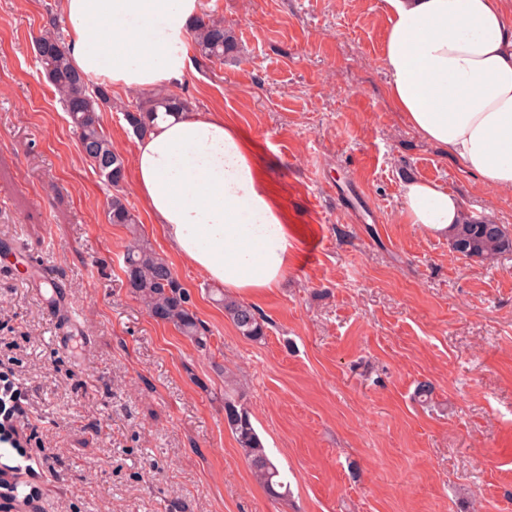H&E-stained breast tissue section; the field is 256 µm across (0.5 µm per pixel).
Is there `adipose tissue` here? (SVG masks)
<instances>
[{
    "label": "adipose tissue",
    "mask_w": 512,
    "mask_h": 512,
    "mask_svg": "<svg viewBox=\"0 0 512 512\" xmlns=\"http://www.w3.org/2000/svg\"><path fill=\"white\" fill-rule=\"evenodd\" d=\"M506 0H383L388 98L482 184L512 191V16ZM199 0H62L70 62L130 91L180 80ZM135 188L173 252L228 294L279 287L294 228L254 143L215 111L157 113L136 140ZM464 208L441 183L405 184L401 215L447 235Z\"/></svg>",
    "instance_id": "ef3b65f1"
}]
</instances>
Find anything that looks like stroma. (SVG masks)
<instances>
[{
	"label": "stroma",
	"instance_id": "stroma-1",
	"mask_svg": "<svg viewBox=\"0 0 512 512\" xmlns=\"http://www.w3.org/2000/svg\"><path fill=\"white\" fill-rule=\"evenodd\" d=\"M239 42L171 91L217 111L269 161L297 227L284 287L248 297L239 334L214 285L171 252L134 186L135 137L113 90L103 127L142 233L190 290L210 349L154 321L126 286L127 229L83 157L31 39L60 0H0V378L22 393L0 462L38 463L31 506L0 512H512V253L466 259L400 215L410 177L512 226L486 188L388 97L382 0H199ZM80 335L60 341L56 294ZM291 494L253 478L224 422V376ZM431 383L432 406L415 395ZM214 300L224 308L225 315L231 319L243 337L253 341L264 338L268 320L255 307L225 294H219Z\"/></svg>",
	"mask_w": 512,
	"mask_h": 512
}]
</instances>
